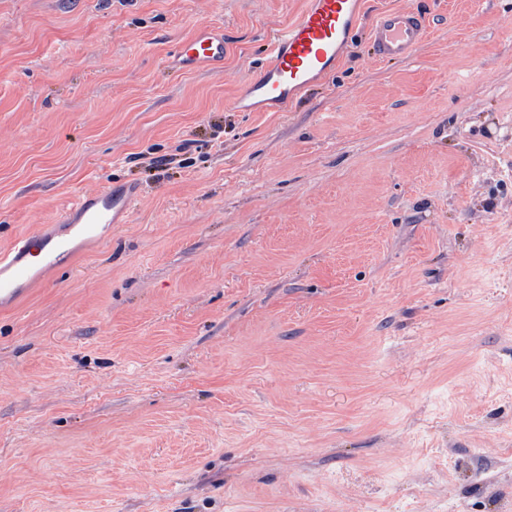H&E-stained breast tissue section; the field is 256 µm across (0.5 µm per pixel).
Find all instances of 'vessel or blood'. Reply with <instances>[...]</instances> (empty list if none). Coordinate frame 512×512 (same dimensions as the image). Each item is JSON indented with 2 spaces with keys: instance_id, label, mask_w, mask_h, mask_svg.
Segmentation results:
<instances>
[{
  "instance_id": "obj_1",
  "label": "vessel or blood",
  "mask_w": 512,
  "mask_h": 512,
  "mask_svg": "<svg viewBox=\"0 0 512 512\" xmlns=\"http://www.w3.org/2000/svg\"><path fill=\"white\" fill-rule=\"evenodd\" d=\"M360 14L361 0H305L298 19L273 37L266 63L246 82L233 102L234 109L287 108L334 71ZM425 31L426 21L420 13L394 10L375 22L371 41L378 56L403 59L420 46ZM169 65L182 72L223 68V26H201L176 46ZM137 197L138 190L132 186L80 193L57 217L58 223L67 225L66 233L34 231L15 237L0 251V301L15 300L46 273L68 266L77 242L101 240L104 227L122 223Z\"/></svg>"
}]
</instances>
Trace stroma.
<instances>
[{"instance_id": "35a3bbf8", "label": "stroma", "mask_w": 512, "mask_h": 512, "mask_svg": "<svg viewBox=\"0 0 512 512\" xmlns=\"http://www.w3.org/2000/svg\"><path fill=\"white\" fill-rule=\"evenodd\" d=\"M304 2L0 0V249L140 193L0 307V512H512V0L235 111ZM171 68L191 72L203 67H224V27L204 25L189 39L180 42L170 56Z\"/></svg>"}]
</instances>
